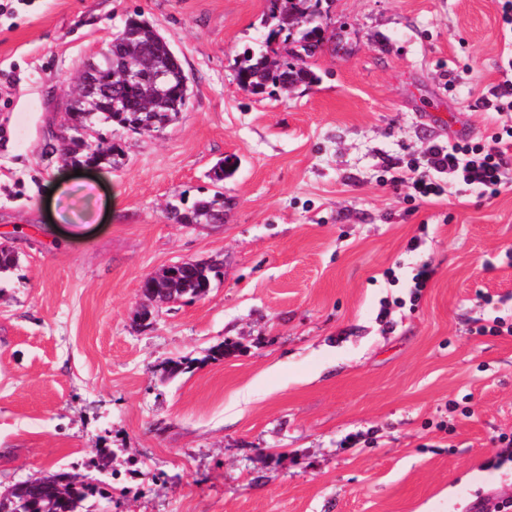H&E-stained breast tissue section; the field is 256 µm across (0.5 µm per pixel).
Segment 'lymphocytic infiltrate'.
I'll return each instance as SVG.
<instances>
[{"mask_svg": "<svg viewBox=\"0 0 512 512\" xmlns=\"http://www.w3.org/2000/svg\"><path fill=\"white\" fill-rule=\"evenodd\" d=\"M501 73L491 97L479 99L478 105L506 117V124L489 141L461 138L446 146L429 147L422 160L408 161L397 181L410 188L414 197L452 195L465 185L480 187L493 198L512 181V54L507 55Z\"/></svg>", "mask_w": 512, "mask_h": 512, "instance_id": "f902f5d3", "label": "lymphocytic infiltrate"}]
</instances>
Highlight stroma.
<instances>
[{
  "label": "stroma",
  "mask_w": 512,
  "mask_h": 512,
  "mask_svg": "<svg viewBox=\"0 0 512 512\" xmlns=\"http://www.w3.org/2000/svg\"><path fill=\"white\" fill-rule=\"evenodd\" d=\"M264 6L31 0L0 16V245L19 257L0 273V489L63 469L104 487L83 512H494L512 500V462H495L512 336L474 329L512 319V185L410 202L386 165L496 132L477 101L500 80L501 14L331 0L319 82L254 95L235 71ZM137 12L192 93L163 135L114 133L120 167L76 174L49 135ZM227 156L223 223H172ZM184 260L218 263L209 292L142 320L141 281ZM425 263L418 306H394Z\"/></svg>",
  "instance_id": "35a3bbf8"
}]
</instances>
